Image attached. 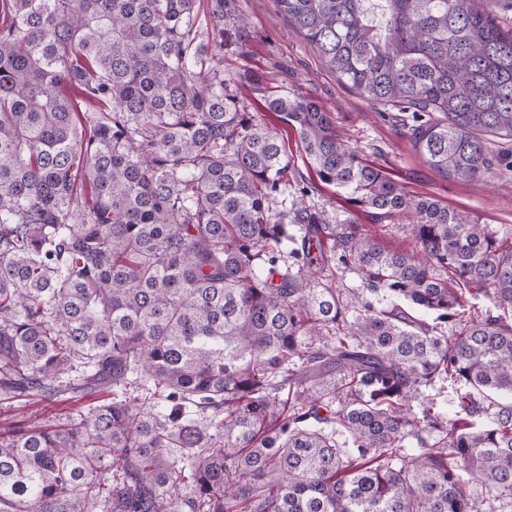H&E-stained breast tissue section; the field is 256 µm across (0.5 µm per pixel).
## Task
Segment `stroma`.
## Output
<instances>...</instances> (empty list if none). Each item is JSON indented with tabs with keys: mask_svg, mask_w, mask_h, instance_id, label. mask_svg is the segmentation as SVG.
Wrapping results in <instances>:
<instances>
[{
	"mask_svg": "<svg viewBox=\"0 0 512 512\" xmlns=\"http://www.w3.org/2000/svg\"><path fill=\"white\" fill-rule=\"evenodd\" d=\"M231 5L246 15L247 24L224 43V80L248 111L260 114L285 145L293 162L288 174L289 199L303 200L310 210L324 212L333 222L346 218L359 224L369 221L343 193L317 179L295 130L264 111L265 96L278 93L317 102L360 160L383 169L407 194L431 198L494 229L512 230V141L491 139V165L480 177L471 181L442 177L415 148L402 126L403 112L367 101L341 84L278 11L274 0H231ZM57 411L51 401L0 394L1 429L33 416L46 424Z\"/></svg>",
	"mask_w": 512,
	"mask_h": 512,
	"instance_id": "obj_1",
	"label": "stroma"
}]
</instances>
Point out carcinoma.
<instances>
[{"label": "carcinoma", "instance_id": "cac0c4a2", "mask_svg": "<svg viewBox=\"0 0 512 512\" xmlns=\"http://www.w3.org/2000/svg\"><path fill=\"white\" fill-rule=\"evenodd\" d=\"M226 2L205 28L197 0H0V393L145 391L0 433V512H512V233L408 196L294 95L264 109L412 249L278 200ZM276 3L344 84L428 114L436 172L512 139V27L477 0Z\"/></svg>", "mask_w": 512, "mask_h": 512}]
</instances>
